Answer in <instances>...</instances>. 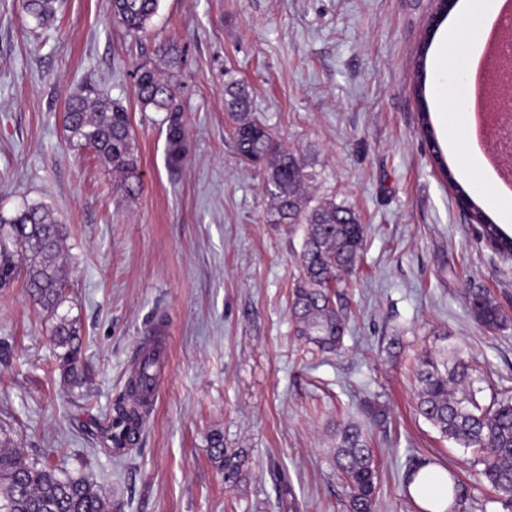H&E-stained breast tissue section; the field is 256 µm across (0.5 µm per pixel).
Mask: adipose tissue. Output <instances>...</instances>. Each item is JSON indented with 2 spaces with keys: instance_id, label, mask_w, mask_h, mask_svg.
<instances>
[{
  "instance_id": "adipose-tissue-1",
  "label": "adipose tissue",
  "mask_w": 512,
  "mask_h": 512,
  "mask_svg": "<svg viewBox=\"0 0 512 512\" xmlns=\"http://www.w3.org/2000/svg\"><path fill=\"white\" fill-rule=\"evenodd\" d=\"M501 0H465L462 9L466 15L475 17L477 25L466 40L464 53H457L459 29L449 26L436 46L434 61L436 67L451 65L472 72L478 64L484 48L483 32L496 21ZM409 491L427 512H443L448 504V474L436 466H429L415 476Z\"/></svg>"
}]
</instances>
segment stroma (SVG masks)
<instances>
[{
	"label": "stroma",
	"mask_w": 512,
	"mask_h": 512,
	"mask_svg": "<svg viewBox=\"0 0 512 512\" xmlns=\"http://www.w3.org/2000/svg\"><path fill=\"white\" fill-rule=\"evenodd\" d=\"M435 0H160L141 37L111 0H64L39 27L0 0V213L49 206L67 224V306L81 325L83 386L55 367L52 324L22 286L0 289V427L29 458L84 478L111 512H347L337 424L367 429L379 463L375 512H416L403 491L414 458L446 463L471 488L466 512H508L471 452L416 412L411 366L441 340L512 388V327L473 318L467 289L512 314V275L434 165L420 132L414 60ZM177 80L187 161L166 163L163 113L142 111L137 69ZM244 84L254 118L315 175L313 202L350 207L366 229L342 303L341 352L310 350L290 302L299 224H271L265 174L242 163L224 85ZM128 110L142 173L126 196L111 164L70 143L67 96ZM165 316L168 359L132 450L105 427L139 343ZM383 421H374L373 412ZM239 452L235 482L211 456L214 433Z\"/></svg>",
	"instance_id": "stroma-1"
}]
</instances>
